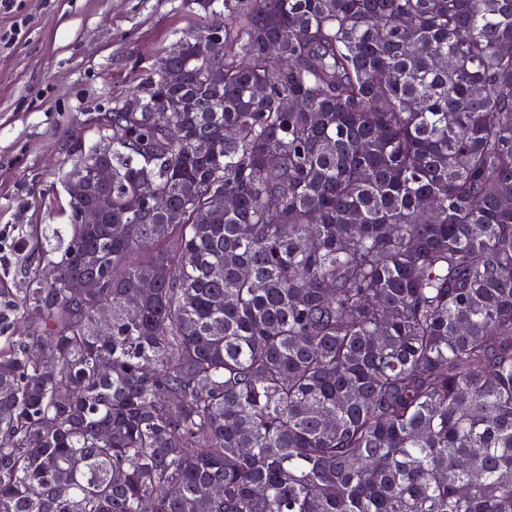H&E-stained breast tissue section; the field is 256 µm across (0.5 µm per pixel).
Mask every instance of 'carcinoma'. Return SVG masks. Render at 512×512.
Instances as JSON below:
<instances>
[{
  "instance_id": "obj_1",
  "label": "carcinoma",
  "mask_w": 512,
  "mask_h": 512,
  "mask_svg": "<svg viewBox=\"0 0 512 512\" xmlns=\"http://www.w3.org/2000/svg\"><path fill=\"white\" fill-rule=\"evenodd\" d=\"M224 11L0 288V512H512V0Z\"/></svg>"
}]
</instances>
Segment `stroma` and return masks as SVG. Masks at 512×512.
<instances>
[{
    "mask_svg": "<svg viewBox=\"0 0 512 512\" xmlns=\"http://www.w3.org/2000/svg\"><path fill=\"white\" fill-rule=\"evenodd\" d=\"M12 3L0 7V288L26 287V265L56 245L69 221L65 181L80 151L99 144L101 111L152 57L213 19L191 0Z\"/></svg>",
    "mask_w": 512,
    "mask_h": 512,
    "instance_id": "obj_1",
    "label": "stroma"
}]
</instances>
